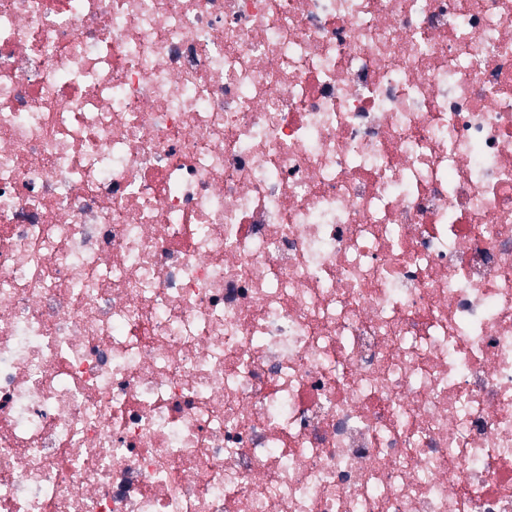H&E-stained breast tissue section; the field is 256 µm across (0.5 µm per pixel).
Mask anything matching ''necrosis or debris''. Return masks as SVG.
Instances as JSON below:
<instances>
[{
  "label": "necrosis or debris",
  "instance_id": "necrosis-or-debris-1",
  "mask_svg": "<svg viewBox=\"0 0 512 512\" xmlns=\"http://www.w3.org/2000/svg\"><path fill=\"white\" fill-rule=\"evenodd\" d=\"M0 512H512V0H0Z\"/></svg>",
  "mask_w": 512,
  "mask_h": 512
}]
</instances>
